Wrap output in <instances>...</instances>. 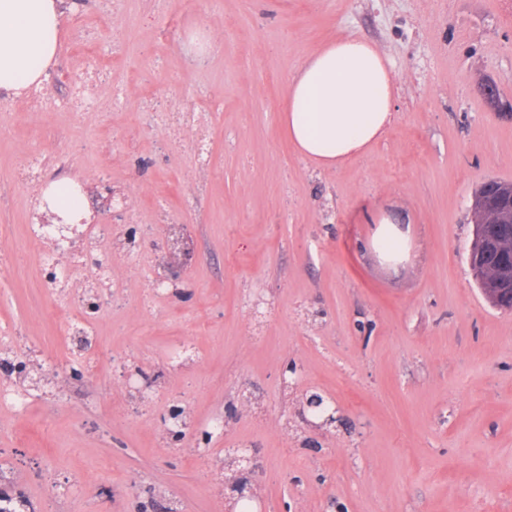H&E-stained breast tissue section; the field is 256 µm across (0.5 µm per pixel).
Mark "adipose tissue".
I'll use <instances>...</instances> for the list:
<instances>
[{
  "label": "adipose tissue",
  "instance_id": "obj_1",
  "mask_svg": "<svg viewBox=\"0 0 512 512\" xmlns=\"http://www.w3.org/2000/svg\"><path fill=\"white\" fill-rule=\"evenodd\" d=\"M62 0H0V90L18 94L37 83L56 56ZM396 80L388 57L363 38H339L310 54L290 77L280 115L299 156L339 168L364 156L393 120ZM67 223L86 214L77 182L42 196Z\"/></svg>",
  "mask_w": 512,
  "mask_h": 512
}]
</instances>
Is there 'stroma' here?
<instances>
[{
	"label": "stroma",
	"mask_w": 512,
	"mask_h": 512,
	"mask_svg": "<svg viewBox=\"0 0 512 512\" xmlns=\"http://www.w3.org/2000/svg\"><path fill=\"white\" fill-rule=\"evenodd\" d=\"M63 42L37 93L0 112V336L14 356L91 375L39 385L20 417L0 409V467L36 512H226L215 460L250 449L252 512H512V311L469 266L473 196L512 180V0H64ZM338 37L372 41L397 79L394 119L365 156L320 169L280 125L285 86ZM111 77L89 112L65 102L83 52ZM496 85L498 102L482 93ZM174 113L185 145L133 120ZM208 144L207 160L190 147ZM112 186L131 200L99 243L110 274L91 322L95 275L76 254L47 282L38 196L19 174ZM403 217L409 257L383 262L376 217ZM193 249L184 300L153 289L162 216ZM92 346L80 353L75 338ZM295 364L293 387L282 370ZM156 382L136 401L125 369ZM336 409L326 429L295 414L305 391ZM196 431L225 420L205 454L166 444L160 418Z\"/></svg>",
	"instance_id": "stroma-1"
}]
</instances>
